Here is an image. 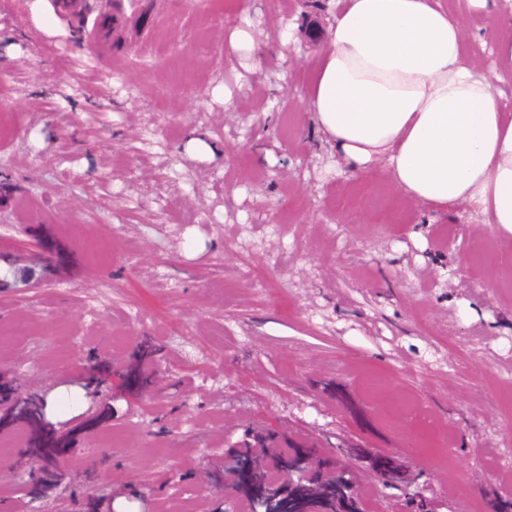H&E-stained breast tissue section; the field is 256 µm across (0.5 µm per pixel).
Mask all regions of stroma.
Listing matches in <instances>:
<instances>
[{"mask_svg": "<svg viewBox=\"0 0 512 512\" xmlns=\"http://www.w3.org/2000/svg\"><path fill=\"white\" fill-rule=\"evenodd\" d=\"M75 2L46 31L0 0V512H252L214 479L262 430L348 464L366 512H505L512 242L338 162L305 99L339 0ZM447 3L512 101V0Z\"/></svg>", "mask_w": 512, "mask_h": 512, "instance_id": "1", "label": "stroma"}]
</instances>
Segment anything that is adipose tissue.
I'll list each match as a JSON object with an SVG mask.
<instances>
[{"label":"adipose tissue","mask_w":512,"mask_h":512,"mask_svg":"<svg viewBox=\"0 0 512 512\" xmlns=\"http://www.w3.org/2000/svg\"><path fill=\"white\" fill-rule=\"evenodd\" d=\"M465 39L446 0H346L307 108L350 170L386 161L404 196L468 204L512 239V113Z\"/></svg>","instance_id":"ef3b65f1"}]
</instances>
